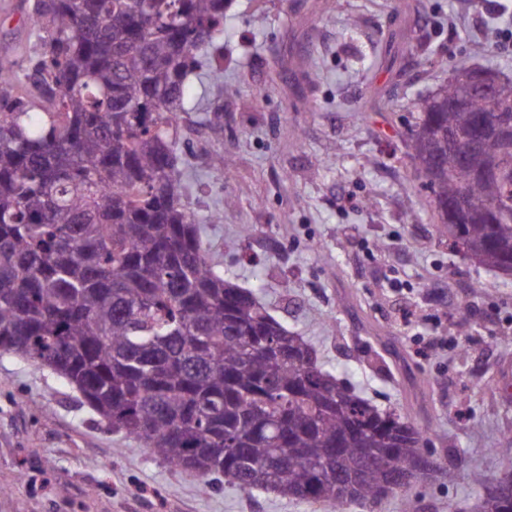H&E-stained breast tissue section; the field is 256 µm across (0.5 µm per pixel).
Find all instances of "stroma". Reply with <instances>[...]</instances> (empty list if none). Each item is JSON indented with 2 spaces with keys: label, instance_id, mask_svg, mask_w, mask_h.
I'll list each match as a JSON object with an SVG mask.
<instances>
[{
  "label": "stroma",
  "instance_id": "stroma-1",
  "mask_svg": "<svg viewBox=\"0 0 512 512\" xmlns=\"http://www.w3.org/2000/svg\"><path fill=\"white\" fill-rule=\"evenodd\" d=\"M28 4L0 0V66L40 48ZM510 28L512 0H233L223 76L237 91L192 87L204 109L187 115L176 148L204 248L337 377L416 416L423 454L457 474L343 512H449L472 498L471 472L512 478V397L499 377L512 366V278L439 236L404 148L414 102L456 68L512 79V43L498 39ZM482 40L486 52L473 54ZM209 107L222 109L220 124L206 123ZM221 155L232 176L216 167ZM0 512L334 510L247 495L220 477L203 487L113 430L50 370L3 355Z\"/></svg>",
  "mask_w": 512,
  "mask_h": 512
}]
</instances>
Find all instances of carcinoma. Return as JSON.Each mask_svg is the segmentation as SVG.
Wrapping results in <instances>:
<instances>
[{"label":"carcinoma","mask_w":512,"mask_h":512,"mask_svg":"<svg viewBox=\"0 0 512 512\" xmlns=\"http://www.w3.org/2000/svg\"><path fill=\"white\" fill-rule=\"evenodd\" d=\"M230 0H34L47 32L31 71L39 116L0 68V355L63 378L91 410L204 487L341 510L366 504L423 459L416 418L379 408L202 246L172 133L195 111L190 77L224 38ZM457 71L415 103L406 143L431 203L457 204L439 232L512 274V179L502 156L512 81L465 111ZM465 512H512L481 473Z\"/></svg>","instance_id":"carcinoma-1"}]
</instances>
